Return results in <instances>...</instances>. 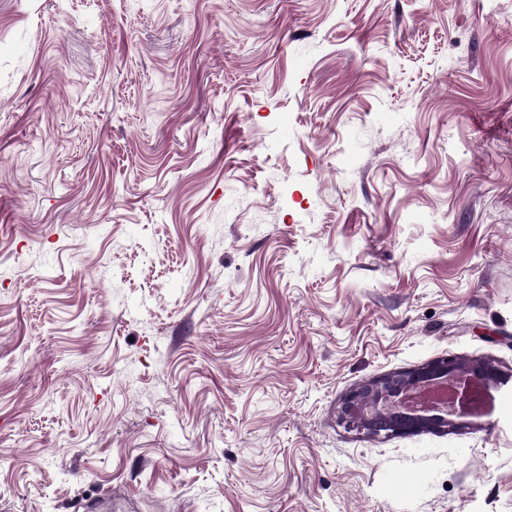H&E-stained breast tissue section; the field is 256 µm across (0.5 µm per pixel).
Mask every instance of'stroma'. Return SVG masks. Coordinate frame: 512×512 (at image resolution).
<instances>
[{
    "label": "stroma",
    "instance_id": "obj_1",
    "mask_svg": "<svg viewBox=\"0 0 512 512\" xmlns=\"http://www.w3.org/2000/svg\"><path fill=\"white\" fill-rule=\"evenodd\" d=\"M448 355L512 400V0H0V512H512V407L337 422ZM501 376L488 361L465 362L444 357L394 377H382L350 390L341 400L337 420L347 431L365 438H391L425 430H456L471 415L475 401L473 386H490ZM452 380L457 384L453 406L446 415L394 411L390 404L411 389L434 380Z\"/></svg>",
    "mask_w": 512,
    "mask_h": 512
}]
</instances>
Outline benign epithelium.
Returning a JSON list of instances; mask_svg holds the SVG:
<instances>
[{
  "instance_id": "1",
  "label": "benign epithelium",
  "mask_w": 512,
  "mask_h": 512,
  "mask_svg": "<svg viewBox=\"0 0 512 512\" xmlns=\"http://www.w3.org/2000/svg\"><path fill=\"white\" fill-rule=\"evenodd\" d=\"M441 379L457 384L453 406L447 414H417L390 408L392 402L409 390ZM499 380V370L491 362L444 357L400 376L358 385L341 400L337 420L347 431L365 438H391L442 428L456 430L471 415L475 401L473 386H490Z\"/></svg>"
}]
</instances>
